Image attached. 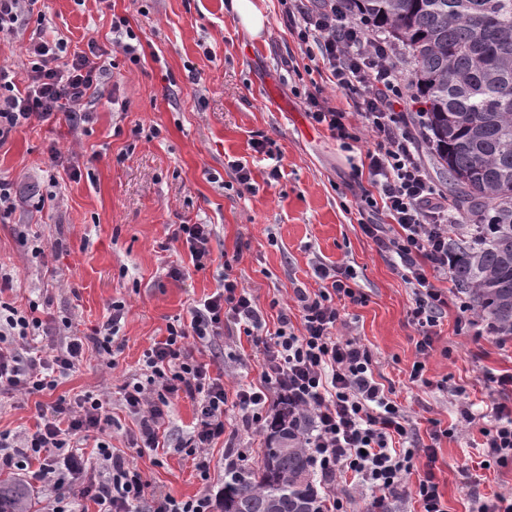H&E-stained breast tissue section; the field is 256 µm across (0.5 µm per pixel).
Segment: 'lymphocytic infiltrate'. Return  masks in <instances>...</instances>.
Listing matches in <instances>:
<instances>
[{
    "label": "lymphocytic infiltrate",
    "mask_w": 512,
    "mask_h": 512,
    "mask_svg": "<svg viewBox=\"0 0 512 512\" xmlns=\"http://www.w3.org/2000/svg\"><path fill=\"white\" fill-rule=\"evenodd\" d=\"M282 19L313 62L315 78L303 83L301 95L312 125L329 132L343 148L362 135L374 140L356 177H367L374 194L362 200L365 210L381 216L366 223L363 233L387 252L401 279L411 286L414 303L409 318L417 327L419 355L410 377L424 381L434 336L448 307V294L434 284L451 276L453 252L448 227L457 223L453 203L429 179L420 153L422 141L400 110L407 87L390 61L393 47L371 36L349 15L342 0H279ZM30 83L18 88L0 70V141L32 119L64 113L70 126L87 121L85 100L99 97L105 71L97 50L68 51L64 42L36 37L26 47ZM340 92L342 105H331L324 83ZM317 292L298 288L294 299L300 326L280 310L277 328L263 340L261 383L236 393L245 424L262 423L270 399L287 402L308 425L311 464L323 480L353 473L374 491L372 512H386L391 499L415 496L422 512H446L433 472L407 485L416 453L415 430L405 411L384 392L373 372L370 352L354 340L337 336L341 304H358L362 293L350 274L338 267L317 265ZM111 316L93 336H72L50 354L20 359V344L44 333L39 304L19 308L0 301V387L27 395L56 389L62 376L82 361L86 349L107 357L121 319L124 301L110 305ZM243 330L258 336L263 318L249 289L225 279L221 291L192 307L189 323L169 325L167 335L145 355L140 377L123 386V400L139 417L143 447L159 446L158 430L168 415L171 397L186 393L197 399L196 423L180 449L197 457L201 481H209L203 453L224 434L228 397L222 376L196 359L188 341L208 342L224 332ZM35 432L17 436L0 431V470L30 471L37 483L56 491L50 512H78L90 499L98 512H136L150 500L149 512H213L211 493L179 500L150 488L136 466L114 454L106 440L112 414L101 394L88 390L75 398L58 397L38 404ZM495 423L484 429V448L499 464L512 462V408L495 407ZM98 435L96 458L83 445Z\"/></svg>",
    "instance_id": "1"
}]
</instances>
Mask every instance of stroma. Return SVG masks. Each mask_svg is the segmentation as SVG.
Segmentation results:
<instances>
[{
    "label": "stroma",
    "mask_w": 512,
    "mask_h": 512,
    "mask_svg": "<svg viewBox=\"0 0 512 512\" xmlns=\"http://www.w3.org/2000/svg\"><path fill=\"white\" fill-rule=\"evenodd\" d=\"M255 2L267 24L254 38L227 0H41L46 38L101 50L104 97L88 103L80 129L59 114L32 120L0 144V181L18 192L15 211L0 217V270L10 275L0 282V300L18 307L37 300L49 327L66 318L79 336L106 322L112 301H124L127 313L111 359L87 351L38 399L0 393V431L35 430L37 402L99 389L109 396L110 443L151 485L183 500L221 487L229 450L242 452L248 465L260 460L263 428L244 426L230 409L223 439L206 451L211 479L204 482L192 458L176 450L195 422L196 399L172 398L160 429L165 449L153 453L136 445L138 418L125 408L122 387L168 325L189 322L191 307L224 275L251 290L272 329L280 309L298 319L293 290L318 289L312 263L319 260L349 267L365 296L347 305L337 334L371 353L378 382L406 411L420 445L413 476L433 470L448 512L512 496V464L487 463L482 436L500 400L489 379L512 372V336L461 328L456 289L437 280L448 292V313L427 362L429 385L411 382L419 338L408 318L412 290L360 228L369 219L360 198L373 187L354 179L353 166L373 140L362 137L346 150L310 124L282 65L287 56L302 67L309 60L285 27L279 0ZM116 16L139 38L138 62L112 42ZM233 161L248 166L256 194L234 189ZM177 224L212 225L203 269L172 240ZM36 244L44 256L34 257ZM174 267L181 277H171ZM192 348L212 375L223 376L227 394L259 384L262 347L252 338ZM466 405L481 412L479 421L462 420ZM428 446L435 461L427 459Z\"/></svg>",
    "instance_id": "1"
}]
</instances>
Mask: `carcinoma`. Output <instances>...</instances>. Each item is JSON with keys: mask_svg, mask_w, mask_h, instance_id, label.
Here are the masks:
<instances>
[{"mask_svg": "<svg viewBox=\"0 0 512 512\" xmlns=\"http://www.w3.org/2000/svg\"><path fill=\"white\" fill-rule=\"evenodd\" d=\"M410 68L425 137L473 224L453 239V280L469 311L512 335V0H345ZM0 512H31L28 487L0 480ZM222 512H324L305 432L281 405L261 460L224 470Z\"/></svg>", "mask_w": 512, "mask_h": 512, "instance_id": "carcinoma-1", "label": "carcinoma"}]
</instances>
